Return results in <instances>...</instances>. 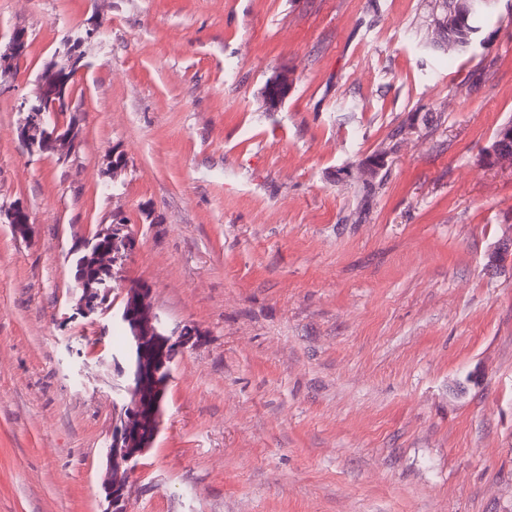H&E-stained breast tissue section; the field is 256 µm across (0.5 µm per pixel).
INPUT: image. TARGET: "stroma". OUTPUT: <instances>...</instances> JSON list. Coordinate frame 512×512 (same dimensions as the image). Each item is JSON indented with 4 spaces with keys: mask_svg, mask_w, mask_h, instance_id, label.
<instances>
[{
    "mask_svg": "<svg viewBox=\"0 0 512 512\" xmlns=\"http://www.w3.org/2000/svg\"><path fill=\"white\" fill-rule=\"evenodd\" d=\"M432 0H0V512H102L127 288L178 354L130 512H512V0L439 46ZM86 47L68 162L20 143L63 38ZM294 84L272 112L261 91ZM387 165L366 181L378 150ZM126 165L107 168L112 152ZM137 240L85 315L76 245ZM27 47V34L23 30H16L10 37L5 46L2 58L0 59V76L6 80L11 78L14 69L13 66L25 54ZM129 297L137 296L138 306L141 314L135 317L133 314L127 316L121 314L120 319L123 320L128 329L131 331V349L134 354L137 347L153 334L163 338L165 345L161 353L153 362V365L165 367L168 362V356L178 354L189 347L197 345L203 335L201 329L192 322H184L170 328L164 324L161 319L153 315L148 303L147 292L142 289L129 288L127 290Z\"/></svg>",
    "mask_w": 512,
    "mask_h": 512,
    "instance_id": "obj_1",
    "label": "stroma"
}]
</instances>
